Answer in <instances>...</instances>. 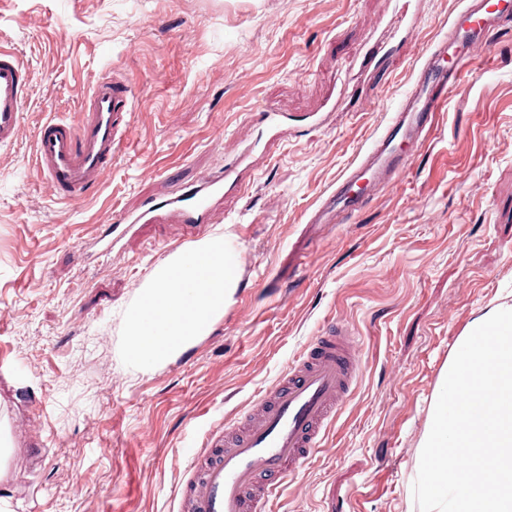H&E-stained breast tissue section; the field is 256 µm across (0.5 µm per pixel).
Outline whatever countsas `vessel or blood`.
<instances>
[{"instance_id":"vessel-or-blood-1","label":"vessel or blood","mask_w":512,"mask_h":512,"mask_svg":"<svg viewBox=\"0 0 512 512\" xmlns=\"http://www.w3.org/2000/svg\"><path fill=\"white\" fill-rule=\"evenodd\" d=\"M512 6L493 10L489 0H470L448 23V33L425 57L418 79L395 106L373 145L336 183L329 205L355 217L366 201L388 187L411 163L399 142L421 141L444 109L478 51L489 48L504 29ZM31 74L11 50L0 47V147L14 143L25 117ZM132 106L129 83L111 75L97 81L79 122L43 121L37 130L35 167L64 199H75L99 183L118 159ZM261 134L285 130L281 113L254 114ZM237 170L183 188L180 195L146 201L138 210L120 212L117 228L156 222L172 215L184 224L199 223ZM364 369L357 339L348 326L315 337L254 405L242 430L214 434L205 447L185 448L191 467L183 482L186 512H263L267 502L315 456Z\"/></svg>"}]
</instances>
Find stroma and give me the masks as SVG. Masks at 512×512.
<instances>
[{"label":"stroma","mask_w":512,"mask_h":512,"mask_svg":"<svg viewBox=\"0 0 512 512\" xmlns=\"http://www.w3.org/2000/svg\"><path fill=\"white\" fill-rule=\"evenodd\" d=\"M464 0H418L419 42L332 106L394 0H0V46L33 75L18 137L0 148V497L14 512H178L189 462L234 424L329 324L366 369L274 512H408L416 439L456 336L512 293V32L478 55L405 175L354 218L313 212L380 134L425 48ZM123 71L133 109L122 155L83 197L33 169L36 131L76 119ZM286 113L259 138L257 109ZM241 183L198 226L138 225L98 252L116 214L221 176ZM243 286L209 336L154 372L120 358L121 313L153 266L216 233Z\"/></svg>","instance_id":"1"}]
</instances>
